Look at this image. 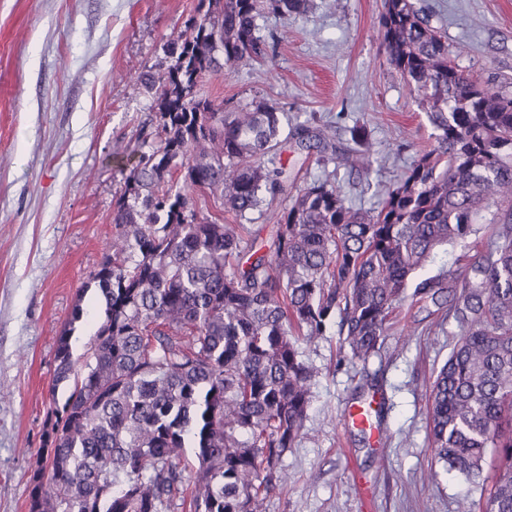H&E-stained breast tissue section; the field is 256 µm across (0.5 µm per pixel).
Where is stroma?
Returning a JSON list of instances; mask_svg holds the SVG:
<instances>
[{
  "mask_svg": "<svg viewBox=\"0 0 512 512\" xmlns=\"http://www.w3.org/2000/svg\"><path fill=\"white\" fill-rule=\"evenodd\" d=\"M444 19L458 63L480 81L512 80V0H424ZM384 0H310L289 21L265 19L260 63L206 76L204 94L236 112L275 104L284 130L313 122L348 143L364 127L371 173L327 166L282 140L277 156L297 187L330 173L355 206L377 207L431 132L400 73L386 61ZM197 0H0V512H28L30 475L43 446L57 340L75 306L82 357L103 317L88 285L115 233L112 207L154 136L155 97L143 72L165 71ZM453 322L415 321L401 308L380 352L351 362L336 328L302 344L313 401L284 455L282 481L261 512H459L485 494L445 472L428 447L430 385L456 341ZM374 387L382 431L345 412Z\"/></svg>",
  "mask_w": 512,
  "mask_h": 512,
  "instance_id": "obj_1",
  "label": "stroma"
}]
</instances>
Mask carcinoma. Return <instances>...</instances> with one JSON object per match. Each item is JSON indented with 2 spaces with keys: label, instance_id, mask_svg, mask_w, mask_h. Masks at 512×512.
Listing matches in <instances>:
<instances>
[{
  "label": "carcinoma",
  "instance_id": "cac0c4a2",
  "mask_svg": "<svg viewBox=\"0 0 512 512\" xmlns=\"http://www.w3.org/2000/svg\"><path fill=\"white\" fill-rule=\"evenodd\" d=\"M309 0H198L154 92L159 141L124 177L112 210V253L92 277L104 320L75 369L58 337L43 453L29 512H258L307 418L312 373L300 344L336 323L352 360L378 352L410 299L444 313L458 339L433 381L429 444L446 471L494 476L484 512H512V91L455 63L443 25L414 0H384L387 63L401 73L432 132L376 210L348 203L330 179L282 209L270 255L240 266L239 225L203 215L170 184L200 189L239 218L286 192L276 166L278 108L224 114L200 95L203 76L263 60L258 21L303 14ZM292 137L322 165L369 168L365 130L338 151L324 126ZM489 240L462 267L420 272L434 251Z\"/></svg>",
  "mask_w": 512,
  "mask_h": 512
}]
</instances>
